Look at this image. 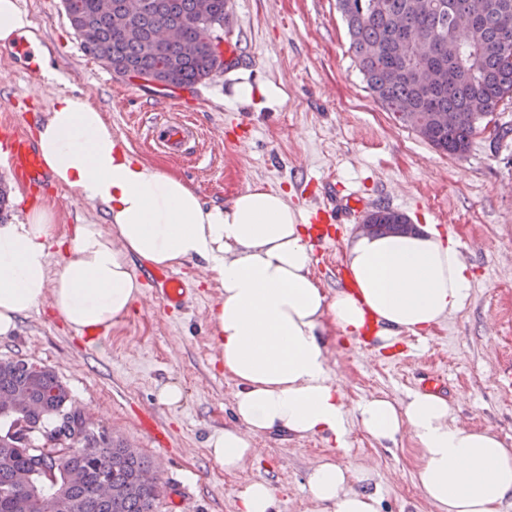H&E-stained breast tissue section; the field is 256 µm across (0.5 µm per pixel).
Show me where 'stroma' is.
<instances>
[{
    "label": "stroma",
    "instance_id": "stroma-1",
    "mask_svg": "<svg viewBox=\"0 0 512 512\" xmlns=\"http://www.w3.org/2000/svg\"><path fill=\"white\" fill-rule=\"evenodd\" d=\"M50 57L52 75L18 72L0 46V91L11 106L0 123L26 133L29 114H43L60 93H84L133 154L180 176L206 205H226L261 185L287 192L291 202L329 228L324 250L314 252L312 274L326 293L337 290L336 271L358 222L338 224L319 209L322 180L340 194L360 196L366 209L385 206L413 224H432L458 245L472 282L465 308L429 332H401L378 349L327 336L332 376L347 412V447L324 437L268 434L250 440L256 456L228 472L208 453L207 440L232 423L236 383L225 375L210 341L209 311L220 296L202 261L178 267L188 288L185 309L165 308L144 284L129 315L108 331L79 335L49 302L20 318L0 337V358L54 369L75 404L112 437L155 466L162 492L155 512H239L253 482L267 483L278 512H320L308 475L324 458L350 469L369 467L378 512H436L416 483L421 453L409 434L381 443L361 428L365 399H404L419 377L449 380L459 425L492 428L512 446V102L495 116L506 134L477 135L468 153L446 155L385 110L369 90L352 51L336 0H230L239 56L230 68L281 84V108H237L225 103L230 80L217 72L193 86L159 88L117 78L83 47L62 0H18ZM182 120L195 128L191 150L180 157L157 151L147 135L153 121ZM0 181L9 188L5 218L21 222L27 209L52 205L54 235L78 224L106 221L99 205L49 184L37 190L15 181L0 151ZM179 386L183 399L169 406L161 388ZM166 435L155 443L142 415Z\"/></svg>",
    "mask_w": 512,
    "mask_h": 512
}]
</instances>
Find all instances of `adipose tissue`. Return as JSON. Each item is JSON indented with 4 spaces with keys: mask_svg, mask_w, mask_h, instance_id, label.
Here are the masks:
<instances>
[{
    "mask_svg": "<svg viewBox=\"0 0 512 512\" xmlns=\"http://www.w3.org/2000/svg\"><path fill=\"white\" fill-rule=\"evenodd\" d=\"M229 78L226 100L241 108L271 109L287 97L245 69ZM36 147L53 181L101 204L110 224L105 231L76 225L60 242L66 254L56 269L51 206L0 224V336L46 300L76 332L109 330L142 292L132 260L161 268L204 261L222 290L211 310L212 339L237 385L235 424L208 441L226 471L253 455L249 439L258 435L325 434L345 448L346 412L323 341L329 329L354 338L372 321L388 347L398 333L430 330L469 299L453 238L431 225L356 234L346 246L355 289L326 295L311 272L308 218L286 193L256 186L229 206L205 205L180 177L135 158L83 95L51 103ZM357 418L379 442L410 433L421 452L417 483L437 512H501L512 498V448L493 429L459 426L447 399L427 391L402 402L373 397L359 404ZM369 480V471L354 474L328 460L313 469L308 489L325 512H377Z\"/></svg>",
    "mask_w": 512,
    "mask_h": 512,
    "instance_id": "ef3b65f1",
    "label": "adipose tissue"
}]
</instances>
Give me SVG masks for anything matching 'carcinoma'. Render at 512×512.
Instances as JSON below:
<instances>
[{
    "mask_svg": "<svg viewBox=\"0 0 512 512\" xmlns=\"http://www.w3.org/2000/svg\"><path fill=\"white\" fill-rule=\"evenodd\" d=\"M431 8L417 12L413 0H337L347 26L350 47L368 88L401 122L410 112L422 116L428 143L450 156L466 154L477 134L478 120L470 103L481 99L494 109L512 101V0H433ZM71 27L84 48L107 68L125 77L152 74L176 87L194 85L212 75L214 46L224 32L226 0H210V12L196 13V0H63ZM469 9L476 21L459 39L451 24L452 12ZM132 26L136 35L126 34ZM181 29L182 40L172 45L161 39L162 28ZM408 37L398 44L394 27ZM430 46L423 61L445 69L449 81L442 86L417 85L411 70L417 63L413 50ZM455 112L454 125L437 116ZM376 230L388 232L408 224V216L389 207L370 213ZM16 390L27 393L28 408L0 407V512H39L20 479L33 475L46 494L61 492L65 512H154L155 499L143 477L155 475L152 463L135 449L112 439L96 427L85 426L67 386L54 370L22 359H0V397ZM82 436L81 452L70 453L52 443L55 437ZM82 471L78 485L65 483L67 470ZM112 481L117 493L96 497L97 484Z\"/></svg>",
    "mask_w": 512,
    "mask_h": 512,
    "instance_id": "1",
    "label": "carcinoma"
}]
</instances>
